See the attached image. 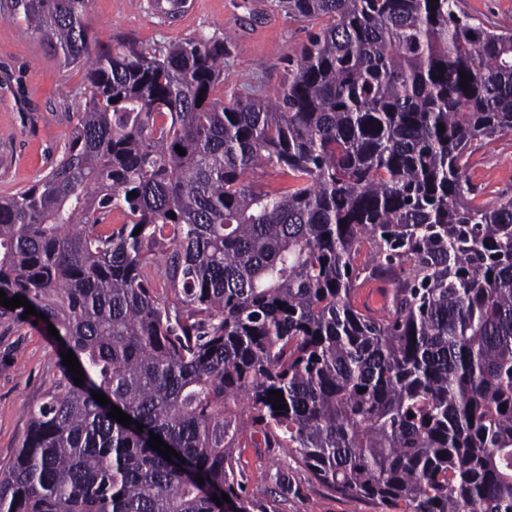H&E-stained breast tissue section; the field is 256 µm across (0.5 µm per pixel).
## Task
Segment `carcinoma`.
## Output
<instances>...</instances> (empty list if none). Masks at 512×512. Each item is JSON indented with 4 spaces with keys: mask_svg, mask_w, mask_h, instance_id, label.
Returning <instances> with one entry per match:
<instances>
[{
    "mask_svg": "<svg viewBox=\"0 0 512 512\" xmlns=\"http://www.w3.org/2000/svg\"><path fill=\"white\" fill-rule=\"evenodd\" d=\"M87 3L8 4L91 64L62 157L0 196V290L85 374L59 364L0 512H253L248 433L381 512H512V199L475 203L466 175L512 131V30L456 0H274L321 26L279 91L224 99L228 37L101 43ZM377 281L383 316L354 300Z\"/></svg>",
    "mask_w": 512,
    "mask_h": 512,
    "instance_id": "obj_1",
    "label": "carcinoma"
}]
</instances>
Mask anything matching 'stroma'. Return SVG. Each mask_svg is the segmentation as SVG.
<instances>
[{"label":"stroma","mask_w":512,"mask_h":512,"mask_svg":"<svg viewBox=\"0 0 512 512\" xmlns=\"http://www.w3.org/2000/svg\"><path fill=\"white\" fill-rule=\"evenodd\" d=\"M169 23L138 0H88L86 22L106 41L121 35L154 49L214 32L231 35L224 88L273 91L288 79L302 43L304 23L272 11L253 19L244 0H190ZM0 0V195L30 187L54 165L73 136L84 80L54 52L8 16ZM477 203L512 198V132L476 143L466 169ZM60 377L57 344L33 319L0 317V472L14 462L29 428V413L44 402ZM239 492L261 512H379L371 502L333 493L311 480L285 448L262 435L235 449Z\"/></svg>","instance_id":"35a3bbf8"}]
</instances>
